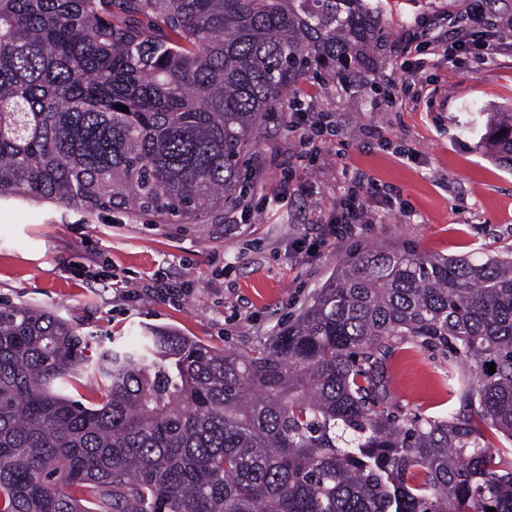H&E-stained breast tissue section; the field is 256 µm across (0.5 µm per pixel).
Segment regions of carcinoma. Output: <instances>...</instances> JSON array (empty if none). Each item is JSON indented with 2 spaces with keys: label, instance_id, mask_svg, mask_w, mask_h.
Here are the masks:
<instances>
[{
  "label": "carcinoma",
  "instance_id": "1",
  "mask_svg": "<svg viewBox=\"0 0 512 512\" xmlns=\"http://www.w3.org/2000/svg\"><path fill=\"white\" fill-rule=\"evenodd\" d=\"M378 35L370 0H0V198L195 224L259 114ZM490 132L511 166L512 110ZM396 339L468 362L469 412L389 411ZM486 427L512 442V258L363 253L245 353L0 303V512H512Z\"/></svg>",
  "mask_w": 512,
  "mask_h": 512
}]
</instances>
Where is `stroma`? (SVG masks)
I'll return each mask as SVG.
<instances>
[{
    "label": "stroma",
    "mask_w": 512,
    "mask_h": 512,
    "mask_svg": "<svg viewBox=\"0 0 512 512\" xmlns=\"http://www.w3.org/2000/svg\"><path fill=\"white\" fill-rule=\"evenodd\" d=\"M375 64L354 85L309 74L297 93L309 142L288 109L260 117L242 156L243 193L197 224H157L130 209L88 212L0 200V300L36 305L118 344L151 325L248 351L292 323L344 262L373 249L512 256V169L485 136L512 108V0L480 19L469 0H377ZM467 27L499 41L477 57L448 42ZM413 29L422 52L407 49ZM368 218L349 237L331 215ZM469 364L403 340L387 361L392 412L459 415Z\"/></svg>",
    "instance_id": "1"
}]
</instances>
